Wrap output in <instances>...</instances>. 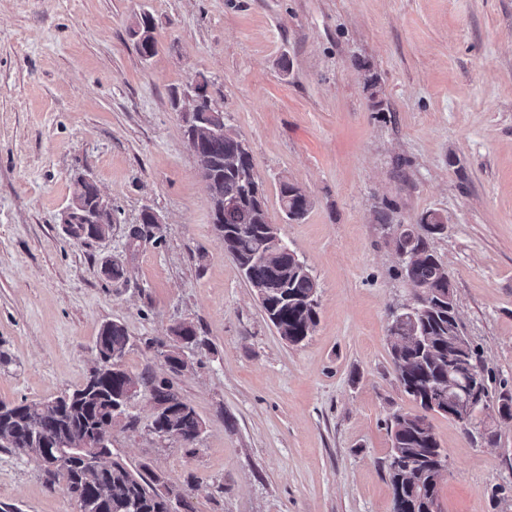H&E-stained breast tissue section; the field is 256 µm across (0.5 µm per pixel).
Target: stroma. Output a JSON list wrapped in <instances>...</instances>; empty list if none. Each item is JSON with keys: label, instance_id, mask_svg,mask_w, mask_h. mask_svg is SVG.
Masks as SVG:
<instances>
[{"label": "stroma", "instance_id": "35a3bbf8", "mask_svg": "<svg viewBox=\"0 0 512 512\" xmlns=\"http://www.w3.org/2000/svg\"><path fill=\"white\" fill-rule=\"evenodd\" d=\"M148 16L157 52L132 31ZM205 76L247 143L265 205L319 284L293 346L266 320L211 222L175 105ZM112 201L101 239L61 222L77 176ZM310 200L287 220L282 181ZM160 219L133 240L144 211ZM430 243L492 394H512V0H0V401L82 386L100 328L122 323L133 375L171 378L205 428L112 446L184 489L193 512H393L390 415L414 411L388 352L410 296L387 226ZM121 261L126 274L109 278ZM205 341L170 377L171 328ZM448 456L443 512H512V419L494 442L431 417ZM0 512H76L64 485L0 450Z\"/></svg>", "mask_w": 512, "mask_h": 512}]
</instances>
